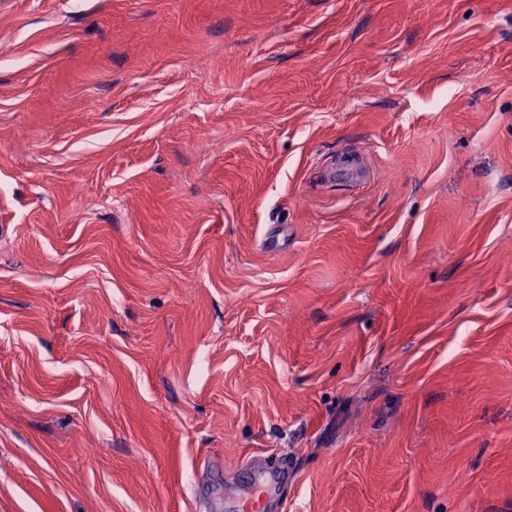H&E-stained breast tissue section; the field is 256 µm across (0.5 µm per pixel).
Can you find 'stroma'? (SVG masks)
I'll use <instances>...</instances> for the list:
<instances>
[{"label": "stroma", "instance_id": "stroma-1", "mask_svg": "<svg viewBox=\"0 0 512 512\" xmlns=\"http://www.w3.org/2000/svg\"><path fill=\"white\" fill-rule=\"evenodd\" d=\"M1 42L0 512H240L283 461L268 512H512V0Z\"/></svg>", "mask_w": 512, "mask_h": 512}]
</instances>
